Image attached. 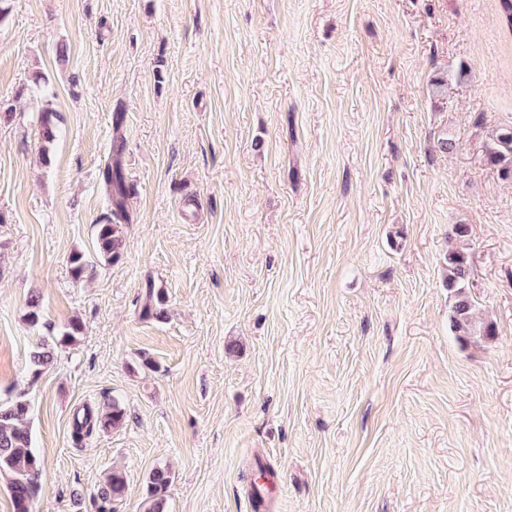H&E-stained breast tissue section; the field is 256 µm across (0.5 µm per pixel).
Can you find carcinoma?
<instances>
[{
    "label": "carcinoma",
    "instance_id": "cac0c4a2",
    "mask_svg": "<svg viewBox=\"0 0 512 512\" xmlns=\"http://www.w3.org/2000/svg\"><path fill=\"white\" fill-rule=\"evenodd\" d=\"M487 160L499 168L502 177L512 179V124L500 127L492 135ZM102 177L111 201L112 215L117 220L124 218L126 200L133 188L126 184L120 168L116 165L105 167ZM468 237V225H454L451 232L453 243L444 258L447 269L445 284L452 298L451 327L458 340L466 344L478 339H492L497 335L495 323L476 319L475 305L467 291L471 262L467 247ZM97 244L105 262L112 264L120 260L122 239L118 225H97ZM81 331L80 323L73 321L53 342L39 344L29 355L33 379H38L42 371L54 361L57 349L75 343ZM29 414L30 403L22 392L0 402V475L9 478L7 491L13 504V512H31L38 489L37 478L42 467L41 458L32 446V435L28 427ZM126 417L125 408L116 400L100 413L85 405L74 414L72 436L79 441L96 430H108L123 424ZM172 481V472L166 466H158L151 471L143 504L144 512H164ZM125 489V474L119 469L109 472L104 486L98 492L99 512H115L112 502L122 498Z\"/></svg>",
    "mask_w": 512,
    "mask_h": 512
}]
</instances>
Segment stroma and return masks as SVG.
Segmentation results:
<instances>
[{"instance_id": "1", "label": "stroma", "mask_w": 512, "mask_h": 512, "mask_svg": "<svg viewBox=\"0 0 512 512\" xmlns=\"http://www.w3.org/2000/svg\"><path fill=\"white\" fill-rule=\"evenodd\" d=\"M498 4L7 0L0 400L32 403L33 512H95L115 467L117 512H143L158 465L168 512H255L260 463L280 476L269 512H512V180L486 158L512 123ZM110 164L135 189L112 264ZM456 224L497 326L478 343L450 328ZM150 287L164 318L143 314ZM74 319L79 341L32 378L30 352ZM111 398L125 423L76 442V408ZM97 244L105 262L112 264L119 261L122 255V239L119 236L118 224H98ZM126 489L125 474L119 469H112L106 476L104 486L98 492L100 501L98 512H115L112 502L123 497Z\"/></svg>"}]
</instances>
